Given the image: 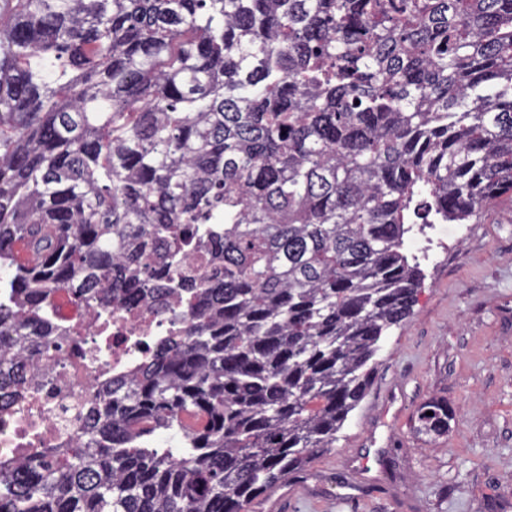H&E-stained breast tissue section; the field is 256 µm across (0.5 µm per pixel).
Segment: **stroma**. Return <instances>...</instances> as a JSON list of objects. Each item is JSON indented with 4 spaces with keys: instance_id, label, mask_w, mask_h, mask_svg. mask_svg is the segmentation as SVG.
<instances>
[{
    "instance_id": "1",
    "label": "stroma",
    "mask_w": 512,
    "mask_h": 512,
    "mask_svg": "<svg viewBox=\"0 0 512 512\" xmlns=\"http://www.w3.org/2000/svg\"><path fill=\"white\" fill-rule=\"evenodd\" d=\"M413 235L431 247L407 253L423 285L365 398L333 449L251 512H512V198ZM434 398L454 411L447 434L416 433L417 408Z\"/></svg>"
}]
</instances>
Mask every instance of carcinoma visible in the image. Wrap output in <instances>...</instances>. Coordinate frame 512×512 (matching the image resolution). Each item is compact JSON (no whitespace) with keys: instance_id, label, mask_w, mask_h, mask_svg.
<instances>
[{"instance_id":"carcinoma-1","label":"carcinoma","mask_w":512,"mask_h":512,"mask_svg":"<svg viewBox=\"0 0 512 512\" xmlns=\"http://www.w3.org/2000/svg\"><path fill=\"white\" fill-rule=\"evenodd\" d=\"M509 193L512 0H0V391L59 348L61 290L160 284L184 321L74 447L0 465V512H248L364 399L413 225ZM173 428L178 455L146 445Z\"/></svg>"}]
</instances>
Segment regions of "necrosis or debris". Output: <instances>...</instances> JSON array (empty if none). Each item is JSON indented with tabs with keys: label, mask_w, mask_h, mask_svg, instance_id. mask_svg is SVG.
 <instances>
[{
	"label": "necrosis or debris",
	"mask_w": 512,
	"mask_h": 512,
	"mask_svg": "<svg viewBox=\"0 0 512 512\" xmlns=\"http://www.w3.org/2000/svg\"><path fill=\"white\" fill-rule=\"evenodd\" d=\"M167 304L162 313L124 306L107 320L58 292L55 320L66 333L63 349L52 353L48 367L28 373L24 389L10 396L0 412V463L15 465L46 448L72 447L94 388L132 374L171 338L169 311L176 308V298L168 297Z\"/></svg>",
	"instance_id": "necrosis-or-debris-1"
}]
</instances>
